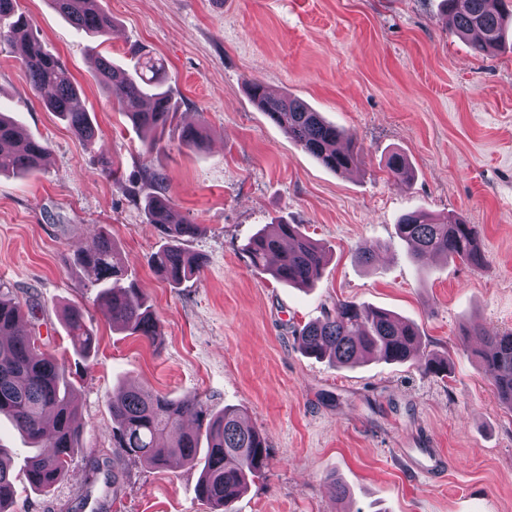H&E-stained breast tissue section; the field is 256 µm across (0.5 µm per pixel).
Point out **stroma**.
<instances>
[{"instance_id": "1", "label": "stroma", "mask_w": 512, "mask_h": 512, "mask_svg": "<svg viewBox=\"0 0 512 512\" xmlns=\"http://www.w3.org/2000/svg\"><path fill=\"white\" fill-rule=\"evenodd\" d=\"M99 2L112 19L101 40L49 0H19L80 85L100 129L94 149L32 91L20 45H0V108L48 148L37 172L0 175V292L32 306L26 326L70 371L81 426L64 478L46 493L19 490L14 512H87L92 497L98 512H211L195 494L199 470L155 469L116 448L109 403L130 387L243 410L268 461L234 512H512V408L470 335L512 330V30L483 58L450 31L441 0ZM137 44L167 67L172 117L151 150L101 90L89 53L130 69ZM254 80L348 130L357 166L331 172L290 141L253 104ZM189 125L204 128L201 148L182 143ZM394 152L410 182L389 179ZM157 192L200 227L186 248L203 270L176 288L147 263L162 244L145 218ZM417 208L479 225L485 268L413 262L396 224ZM281 220L326 253L313 287L258 273L242 254ZM101 229L154 307L155 342L112 327L93 273L73 263ZM339 300L416 323L423 350L447 357V377L415 360L337 367L304 354L298 331ZM71 307L98 336L89 355L66 334ZM420 448L445 459L442 478L416 469Z\"/></svg>"}]
</instances>
